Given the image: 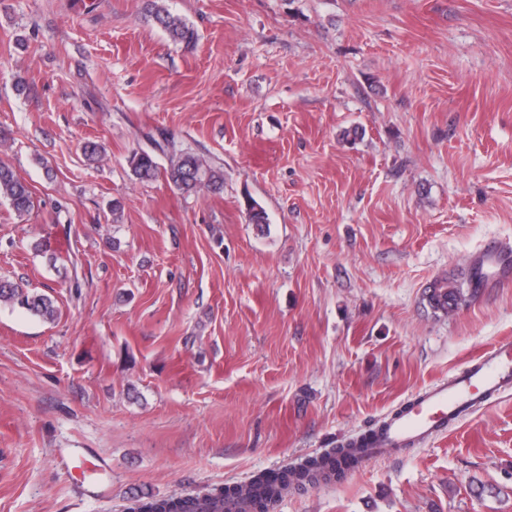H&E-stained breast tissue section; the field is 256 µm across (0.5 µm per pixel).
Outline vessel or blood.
Instances as JSON below:
<instances>
[{
	"label": "vessel or blood",
	"mask_w": 512,
	"mask_h": 512,
	"mask_svg": "<svg viewBox=\"0 0 512 512\" xmlns=\"http://www.w3.org/2000/svg\"><path fill=\"white\" fill-rule=\"evenodd\" d=\"M512 389V341L502 340L451 379L441 381L413 399L382 424L376 448L408 445L441 433L466 406Z\"/></svg>",
	"instance_id": "vessel-or-blood-1"
}]
</instances>
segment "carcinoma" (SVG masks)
Here are the masks:
<instances>
[{
  "instance_id": "1",
  "label": "carcinoma",
  "mask_w": 512,
  "mask_h": 512,
  "mask_svg": "<svg viewBox=\"0 0 512 512\" xmlns=\"http://www.w3.org/2000/svg\"><path fill=\"white\" fill-rule=\"evenodd\" d=\"M149 13L175 42L190 45L197 39L194 27L183 18L173 14L164 5V0H151ZM133 175L141 181H149L158 174L157 163L150 153L135 151L128 159ZM170 183L183 193H196L202 189L218 192L224 186V171L204 164L192 154H182L166 170ZM0 200L9 203L20 216L29 214L35 207L34 194L29 185L15 173L12 167L0 163ZM466 290L453 278L434 281L426 293L427 301L435 313L448 315L459 308ZM17 305L30 314L53 322L58 318L54 301L46 294L28 292L8 279L0 278V305ZM377 433L373 432L360 439L304 462L290 466L275 475H262L246 489L242 487L214 488L205 493L204 498L213 503L228 500H242L249 512H268L288 491L307 485L342 479L347 472L363 461L362 452L374 442ZM200 503L194 496L183 498L137 499L128 507V512H199Z\"/></svg>"
}]
</instances>
